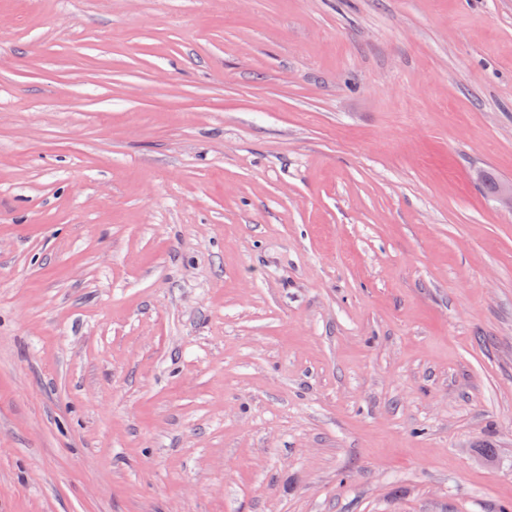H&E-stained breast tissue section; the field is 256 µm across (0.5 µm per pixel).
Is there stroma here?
Returning a JSON list of instances; mask_svg holds the SVG:
<instances>
[{
	"instance_id": "1",
	"label": "stroma",
	"mask_w": 512,
	"mask_h": 512,
	"mask_svg": "<svg viewBox=\"0 0 512 512\" xmlns=\"http://www.w3.org/2000/svg\"><path fill=\"white\" fill-rule=\"evenodd\" d=\"M512 0H0V512L512 507Z\"/></svg>"
}]
</instances>
